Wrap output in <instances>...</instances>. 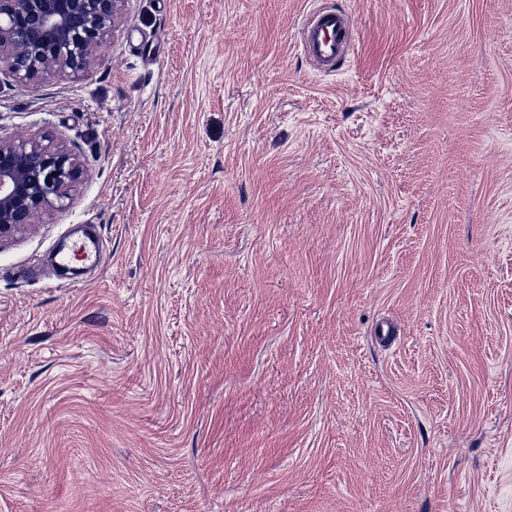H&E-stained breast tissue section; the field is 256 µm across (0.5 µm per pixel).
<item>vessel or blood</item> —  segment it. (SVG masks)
<instances>
[{
	"instance_id": "1",
	"label": "vessel or blood",
	"mask_w": 512,
	"mask_h": 512,
	"mask_svg": "<svg viewBox=\"0 0 512 512\" xmlns=\"http://www.w3.org/2000/svg\"><path fill=\"white\" fill-rule=\"evenodd\" d=\"M355 40L348 13L338 9L320 8L303 22L299 47L302 54L318 70L333 73L344 64ZM101 248L100 241L81 238L58 250L54 268L70 264L74 258L89 260Z\"/></svg>"
}]
</instances>
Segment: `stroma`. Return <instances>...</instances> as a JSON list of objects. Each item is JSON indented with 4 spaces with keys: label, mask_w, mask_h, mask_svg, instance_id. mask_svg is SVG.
<instances>
[{
    "label": "stroma",
    "mask_w": 512,
    "mask_h": 512,
    "mask_svg": "<svg viewBox=\"0 0 512 512\" xmlns=\"http://www.w3.org/2000/svg\"><path fill=\"white\" fill-rule=\"evenodd\" d=\"M31 133L85 174L0 239V512H512V0H126L0 78ZM355 40L348 13L319 8L303 22L299 47L318 70L335 73L344 64ZM101 248L100 240H93L89 237L81 238L70 242L65 247L58 250L55 255V261L52 266L56 269H60L70 264L71 260L75 257H81L82 260L86 261L97 255Z\"/></svg>",
    "instance_id": "stroma-1"
}]
</instances>
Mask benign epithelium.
Returning a JSON list of instances; mask_svg holds the SVG:
<instances>
[{
  "label": "benign epithelium",
  "instance_id": "7a95c632",
  "mask_svg": "<svg viewBox=\"0 0 512 512\" xmlns=\"http://www.w3.org/2000/svg\"><path fill=\"white\" fill-rule=\"evenodd\" d=\"M125 0H0V58L17 82L86 69ZM84 176L64 146L0 138V239L27 229L42 209L68 197Z\"/></svg>",
  "mask_w": 512,
  "mask_h": 512
}]
</instances>
